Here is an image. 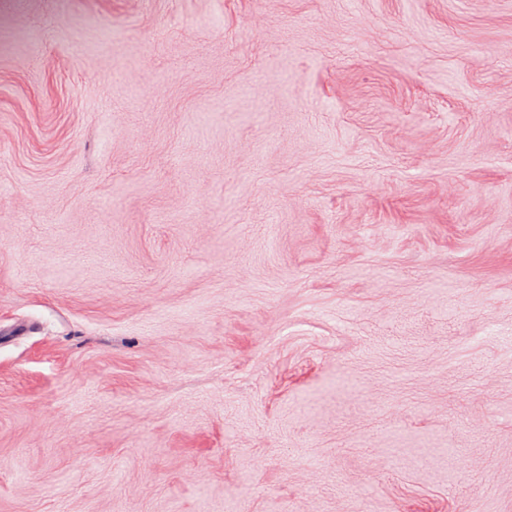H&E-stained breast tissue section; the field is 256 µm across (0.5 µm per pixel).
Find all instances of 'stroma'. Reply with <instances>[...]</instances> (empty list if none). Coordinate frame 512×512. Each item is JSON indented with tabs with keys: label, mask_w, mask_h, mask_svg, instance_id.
I'll list each match as a JSON object with an SVG mask.
<instances>
[{
	"label": "stroma",
	"mask_w": 512,
	"mask_h": 512,
	"mask_svg": "<svg viewBox=\"0 0 512 512\" xmlns=\"http://www.w3.org/2000/svg\"><path fill=\"white\" fill-rule=\"evenodd\" d=\"M0 512H512V0H0Z\"/></svg>",
	"instance_id": "stroma-1"
}]
</instances>
